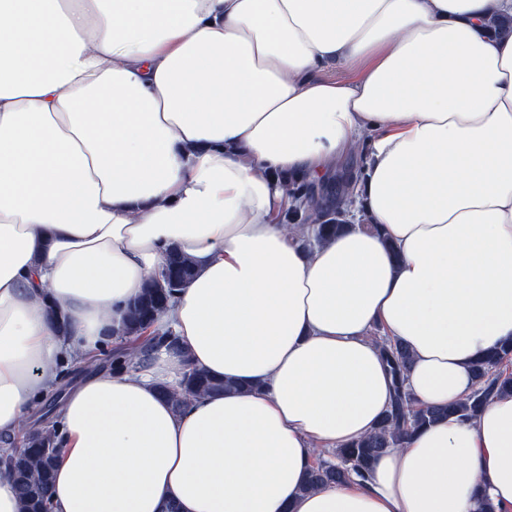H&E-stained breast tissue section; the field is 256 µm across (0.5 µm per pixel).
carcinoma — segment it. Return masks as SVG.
Here are the masks:
<instances>
[{"mask_svg":"<svg viewBox=\"0 0 512 512\" xmlns=\"http://www.w3.org/2000/svg\"><path fill=\"white\" fill-rule=\"evenodd\" d=\"M286 194L290 206L279 212L290 224H304L316 220L319 225L316 236H330L341 231L336 210L320 208L308 200L307 209L298 205L302 198L300 185H287ZM192 260L177 248L167 251L165 265L158 277L150 278L143 294L132 303L120 330L121 343L112 348V372L125 374L148 365L154 353L164 347L177 345L172 331H159L157 320L167 310L169 303L193 277ZM380 351L388 367L393 394L390 407L381 422L367 435L341 448L321 451L310 467L304 488L326 484H344L364 481L368 478L373 460L390 448L404 446L407 437L417 429L429 425L448 415L473 417L480 412L490 398L500 393H512V346H505L487 355L474 369L475 388L465 398L446 407L435 408L419 404L412 396L407 384L410 354L407 347L387 337L379 339ZM230 388L185 359V371L176 388L159 385V392L172 406L180 410L193 398L205 393H218ZM26 447L14 458L13 477L20 501L21 512H49L47 493L61 453L58 446L56 425H46L40 430L28 431ZM49 447L43 448L41 444Z\"/></svg>","mask_w":512,"mask_h":512,"instance_id":"1","label":"carcinoma"}]
</instances>
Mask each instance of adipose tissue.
<instances>
[{"instance_id": "1", "label": "adipose tissue", "mask_w": 512, "mask_h": 512, "mask_svg": "<svg viewBox=\"0 0 512 512\" xmlns=\"http://www.w3.org/2000/svg\"><path fill=\"white\" fill-rule=\"evenodd\" d=\"M512 0H0V436L68 354L112 342L169 247L182 352L60 411L51 512H512V394L302 486L367 435L374 327L440 407L512 343ZM333 67L346 78L328 76ZM364 139L365 223L274 221ZM238 392L174 410L185 361Z\"/></svg>"}]
</instances>
